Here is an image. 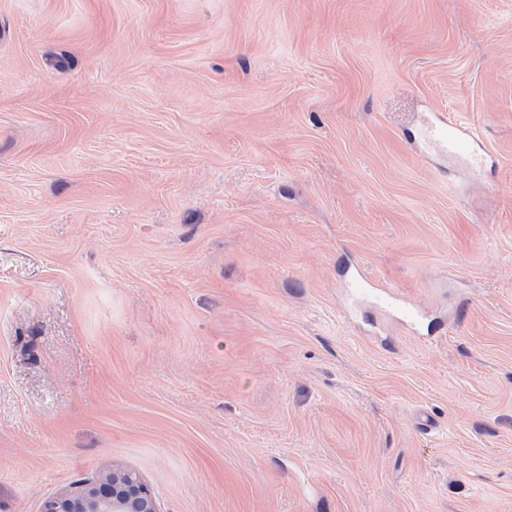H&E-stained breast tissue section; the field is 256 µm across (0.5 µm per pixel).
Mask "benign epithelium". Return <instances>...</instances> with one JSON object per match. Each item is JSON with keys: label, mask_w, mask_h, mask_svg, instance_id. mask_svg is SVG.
<instances>
[{"label": "benign epithelium", "mask_w": 512, "mask_h": 512, "mask_svg": "<svg viewBox=\"0 0 512 512\" xmlns=\"http://www.w3.org/2000/svg\"><path fill=\"white\" fill-rule=\"evenodd\" d=\"M42 512H160L155 496L135 473L105 470L44 502Z\"/></svg>", "instance_id": "obj_1"}]
</instances>
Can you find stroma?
<instances>
[{"mask_svg": "<svg viewBox=\"0 0 512 512\" xmlns=\"http://www.w3.org/2000/svg\"><path fill=\"white\" fill-rule=\"evenodd\" d=\"M354 261L435 340L346 318ZM104 468L512 512V0H0V512ZM426 138L448 153L469 159L482 166L484 157L477 150L478 138L466 127L447 118L439 117L426 131Z\"/></svg>", "mask_w": 512, "mask_h": 512, "instance_id": "obj_1", "label": "stroma"}]
</instances>
